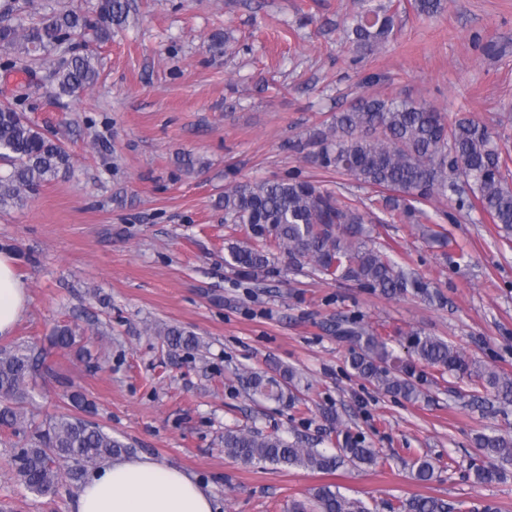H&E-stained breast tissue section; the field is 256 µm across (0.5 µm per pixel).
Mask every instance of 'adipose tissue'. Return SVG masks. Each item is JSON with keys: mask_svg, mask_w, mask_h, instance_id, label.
Segmentation results:
<instances>
[{"mask_svg": "<svg viewBox=\"0 0 512 512\" xmlns=\"http://www.w3.org/2000/svg\"><path fill=\"white\" fill-rule=\"evenodd\" d=\"M29 307V295L0 251V335L13 332ZM212 497L183 471L150 457H117L86 477L70 512H213Z\"/></svg>", "mask_w": 512, "mask_h": 512, "instance_id": "obj_1", "label": "adipose tissue"}]
</instances>
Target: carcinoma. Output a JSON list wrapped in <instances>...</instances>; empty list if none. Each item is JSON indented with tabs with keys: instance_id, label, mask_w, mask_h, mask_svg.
Here are the masks:
<instances>
[{
	"instance_id": "carcinoma-1",
	"label": "carcinoma",
	"mask_w": 512,
	"mask_h": 512,
	"mask_svg": "<svg viewBox=\"0 0 512 512\" xmlns=\"http://www.w3.org/2000/svg\"><path fill=\"white\" fill-rule=\"evenodd\" d=\"M92 13L80 8L52 9L37 21L0 24V50L10 55L3 67L13 68L39 51L54 52L59 58L52 62L50 77L56 94L73 96L89 87L99 74L97 60L91 54L75 52V40L89 31L100 41L111 39L112 26L127 23L128 0H96ZM396 18L394 0H362L359 10L345 22V42L359 55L379 52L389 45ZM307 145L312 148L315 165L374 189L380 193L382 209L393 217L410 219L416 204L446 197L459 211L477 209L492 223L512 228V187L505 176L512 155L500 149L492 131L478 119H451L426 102L362 93L315 127ZM0 159L11 165L9 174L0 176V206L18 203L23 192L36 190L70 164L62 144L30 122L12 102L0 103ZM370 222V212L315 181L294 176L240 181L224 190V223L249 225L252 240H225L224 263L255 275L271 265L275 248L286 254L293 266L308 267L334 280L353 281L391 297H430V284L422 275L405 270L372 243L366 228ZM330 329L354 346L349 363L360 377L410 402L425 397L408 364L371 328L338 319ZM160 335L174 351L202 347L197 336L179 328H167ZM399 335L405 337L407 353L414 360L442 371L473 375L498 397L512 402V376L475 368L440 337L417 330H401ZM74 343L72 328L62 326L53 331L55 347L69 349ZM35 368L28 347L0 350V425L15 433L24 431L25 442L15 457L18 480L35 495L52 496L66 479H79L81 470L119 457L128 447L102 428L70 415L50 416L28 428L27 383ZM293 377L288 369L282 370L278 379L252 372L245 383L260 398L277 403L287 399L294 404L295 397L286 395ZM476 441L493 463L475 467V481L502 478L506 473L503 465L512 464V433L481 434ZM224 452L243 464L258 461L325 473L335 472L347 461L369 467L379 459V452L360 439L347 437L332 453L252 429L224 430ZM435 470V463L426 455L412 463L418 481H431ZM312 499L313 507L295 503L292 512H370L365 502L346 497L333 485L319 487ZM389 509L501 512L492 504L460 501L452 506L443 499L423 496L399 498Z\"/></svg>"
}]
</instances>
